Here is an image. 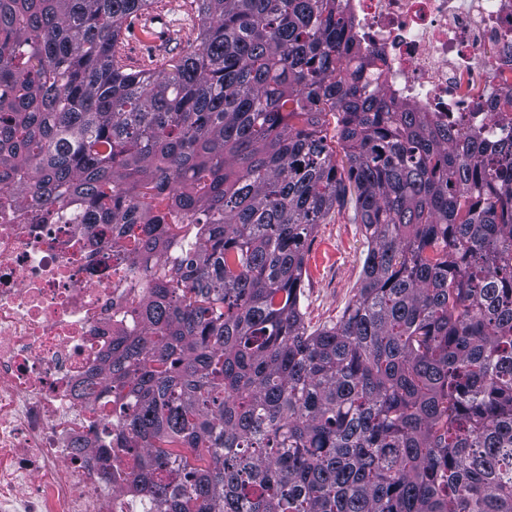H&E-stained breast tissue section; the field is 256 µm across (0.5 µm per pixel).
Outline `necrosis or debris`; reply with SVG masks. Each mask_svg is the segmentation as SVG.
Wrapping results in <instances>:
<instances>
[{
  "label": "necrosis or debris",
  "mask_w": 512,
  "mask_h": 512,
  "mask_svg": "<svg viewBox=\"0 0 512 512\" xmlns=\"http://www.w3.org/2000/svg\"><path fill=\"white\" fill-rule=\"evenodd\" d=\"M382 92L488 143L512 139L495 102L512 88V0H343ZM75 207L36 223L0 198V512H136V470L118 433L135 400L104 356L137 335L138 306L185 249L144 269L110 226Z\"/></svg>",
  "instance_id": "1"
}]
</instances>
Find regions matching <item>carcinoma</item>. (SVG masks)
Here are the masks:
<instances>
[{
    "label": "carcinoma",
    "instance_id": "obj_1",
    "mask_svg": "<svg viewBox=\"0 0 512 512\" xmlns=\"http://www.w3.org/2000/svg\"><path fill=\"white\" fill-rule=\"evenodd\" d=\"M153 2L0 0V193L145 263L189 239L108 365L147 512H512V143L366 93L342 0H193L196 45L129 72ZM350 191L362 283L311 332ZM359 223L348 196L316 229L305 260L301 309L311 332L335 322L360 287L367 243Z\"/></svg>",
    "mask_w": 512,
    "mask_h": 512
}]
</instances>
